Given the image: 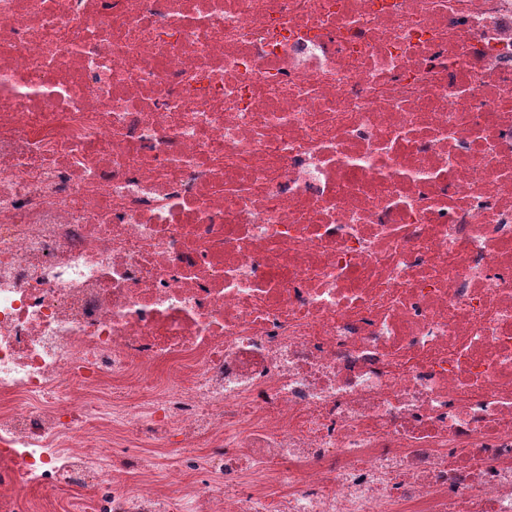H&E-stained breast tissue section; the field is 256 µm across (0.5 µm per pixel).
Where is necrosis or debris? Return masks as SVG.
Here are the masks:
<instances>
[{"mask_svg": "<svg viewBox=\"0 0 512 512\" xmlns=\"http://www.w3.org/2000/svg\"><path fill=\"white\" fill-rule=\"evenodd\" d=\"M0 512H512V0H0Z\"/></svg>", "mask_w": 512, "mask_h": 512, "instance_id": "1", "label": "necrosis or debris"}]
</instances>
